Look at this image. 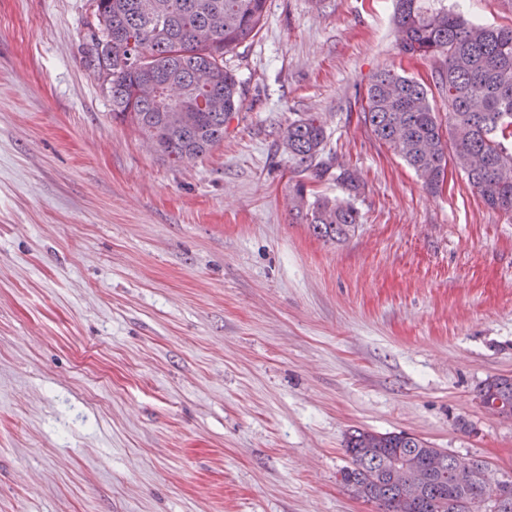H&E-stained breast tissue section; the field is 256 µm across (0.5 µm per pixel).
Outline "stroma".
<instances>
[{
  "label": "stroma",
  "instance_id": "stroma-1",
  "mask_svg": "<svg viewBox=\"0 0 512 512\" xmlns=\"http://www.w3.org/2000/svg\"><path fill=\"white\" fill-rule=\"evenodd\" d=\"M512 26V0H446ZM395 0H267L225 55L243 103L203 159L165 162L83 63L93 0H0V512H375L346 435L405 432L512 475V216L461 172L428 190L366 126L371 77L431 90ZM319 118L328 171L289 156ZM360 222L316 237L296 183ZM478 397L482 403L501 401L502 407L497 416L512 419V376H498L488 379L479 388Z\"/></svg>",
  "mask_w": 512,
  "mask_h": 512
}]
</instances>
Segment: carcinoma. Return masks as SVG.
<instances>
[{
    "label": "carcinoma",
    "mask_w": 512,
    "mask_h": 512,
    "mask_svg": "<svg viewBox=\"0 0 512 512\" xmlns=\"http://www.w3.org/2000/svg\"><path fill=\"white\" fill-rule=\"evenodd\" d=\"M266 0H95L96 26L86 37L85 67L112 101V119L145 137L166 161L179 165L206 156L224 142L228 117L242 106L237 76L224 66V55L255 36ZM394 24L404 55L446 57L441 87L448 93V128H443L425 85L394 71L375 75L361 105L371 133L412 168L430 190L448 176L460 158H482L467 169L468 183L484 203L512 214V27L469 22L443 0H397ZM177 83L181 101L149 102L138 96L143 83L165 91ZM216 96L222 108L212 110ZM326 134L313 116L301 117L285 132L288 154L313 163L324 150ZM347 198H307L296 186L293 202L306 211L314 234L341 240L355 231L361 190L349 169L337 175ZM481 402H502L498 417L512 419V376L488 379L479 388ZM350 465L341 472L348 488L365 486L378 512H501L512 504V476L496 495L477 484H458L452 471L459 456L406 433L350 431L344 441ZM444 458V471L431 478L415 505L403 501L390 467L400 458L412 467L429 457Z\"/></svg>",
    "instance_id": "1"
}]
</instances>
